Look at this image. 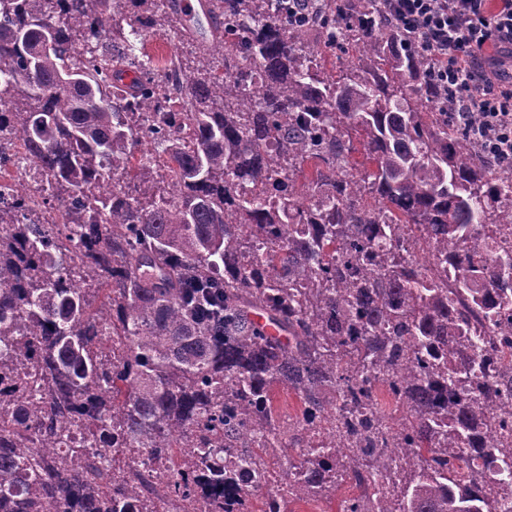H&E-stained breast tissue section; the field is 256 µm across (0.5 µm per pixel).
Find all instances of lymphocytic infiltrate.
I'll return each mask as SVG.
<instances>
[{
	"instance_id": "lymphocytic-infiltrate-1",
	"label": "lymphocytic infiltrate",
	"mask_w": 512,
	"mask_h": 512,
	"mask_svg": "<svg viewBox=\"0 0 512 512\" xmlns=\"http://www.w3.org/2000/svg\"><path fill=\"white\" fill-rule=\"evenodd\" d=\"M430 57L431 80L476 141L512 164V0H384Z\"/></svg>"
}]
</instances>
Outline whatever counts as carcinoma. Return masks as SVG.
Masks as SVG:
<instances>
[{
    "instance_id": "carcinoma-1",
    "label": "carcinoma",
    "mask_w": 512,
    "mask_h": 512,
    "mask_svg": "<svg viewBox=\"0 0 512 512\" xmlns=\"http://www.w3.org/2000/svg\"><path fill=\"white\" fill-rule=\"evenodd\" d=\"M200 8L197 40L179 0H0V168L40 174L64 226L0 186V512H226L283 462L293 500L354 482L339 512H498L479 485L512 452L475 434L512 417V373L478 380L458 337L509 344L512 176L376 0ZM171 31L194 56L157 82L136 50Z\"/></svg>"
}]
</instances>
